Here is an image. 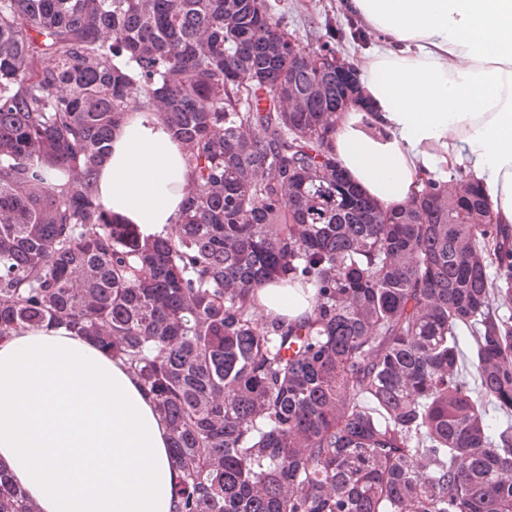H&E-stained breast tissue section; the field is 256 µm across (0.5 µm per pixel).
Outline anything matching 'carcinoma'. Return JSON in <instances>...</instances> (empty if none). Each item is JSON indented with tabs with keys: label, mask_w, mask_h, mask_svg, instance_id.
<instances>
[{
	"label": "carcinoma",
	"mask_w": 512,
	"mask_h": 512,
	"mask_svg": "<svg viewBox=\"0 0 512 512\" xmlns=\"http://www.w3.org/2000/svg\"><path fill=\"white\" fill-rule=\"evenodd\" d=\"M289 38L266 0H0V340L64 325L121 358L172 512H512V231L471 178L362 194L329 149L356 74ZM130 112L193 173L152 239L95 194ZM277 279L309 316L256 314ZM0 512H37L1 469Z\"/></svg>",
	"instance_id": "cac0c4a2"
}]
</instances>
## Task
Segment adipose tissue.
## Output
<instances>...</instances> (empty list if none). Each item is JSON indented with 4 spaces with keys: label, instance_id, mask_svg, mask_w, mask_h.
I'll return each mask as SVG.
<instances>
[{
    "label": "adipose tissue",
    "instance_id": "obj_1",
    "mask_svg": "<svg viewBox=\"0 0 512 512\" xmlns=\"http://www.w3.org/2000/svg\"><path fill=\"white\" fill-rule=\"evenodd\" d=\"M381 41L363 48V107L332 139L345 175L386 209L408 206L430 174L467 165L512 227V0H350ZM97 198L151 238L178 224L193 181L181 143L149 112L113 133ZM313 288H259L254 308L295 321ZM0 468L39 512H172L169 430L122 360L64 326L0 341Z\"/></svg>",
    "mask_w": 512,
    "mask_h": 512
}]
</instances>
